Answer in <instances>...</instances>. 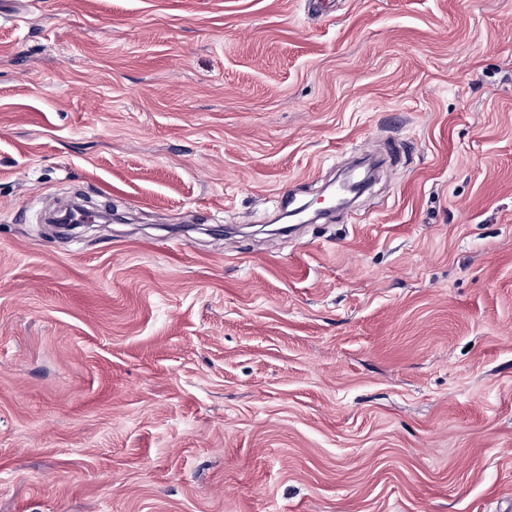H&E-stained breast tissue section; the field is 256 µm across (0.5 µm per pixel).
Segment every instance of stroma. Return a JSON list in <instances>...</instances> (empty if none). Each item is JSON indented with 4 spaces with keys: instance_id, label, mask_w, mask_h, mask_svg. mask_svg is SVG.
Returning <instances> with one entry per match:
<instances>
[{
    "instance_id": "1",
    "label": "stroma",
    "mask_w": 512,
    "mask_h": 512,
    "mask_svg": "<svg viewBox=\"0 0 512 512\" xmlns=\"http://www.w3.org/2000/svg\"><path fill=\"white\" fill-rule=\"evenodd\" d=\"M0 512H512V0H0Z\"/></svg>"
}]
</instances>
